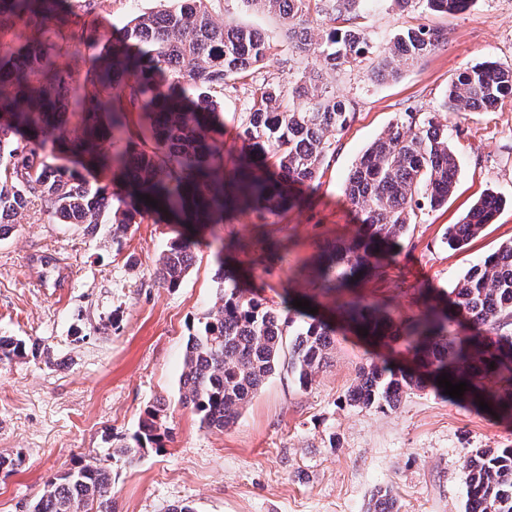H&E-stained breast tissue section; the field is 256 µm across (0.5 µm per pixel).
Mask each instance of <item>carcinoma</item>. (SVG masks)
<instances>
[{
    "mask_svg": "<svg viewBox=\"0 0 512 512\" xmlns=\"http://www.w3.org/2000/svg\"><path fill=\"white\" fill-rule=\"evenodd\" d=\"M208 0H175L172 8L142 13L101 48L85 31L99 17L102 0H81L80 12L62 0H0V219L28 204L65 224L100 226L109 214L112 244L121 247L127 228L159 211L216 228L251 214L264 226L293 207L291 186L315 184L331 148L330 137L348 126L354 106L338 99L321 81L358 61L367 38L358 22L360 0H246L277 17L288 40L313 60L298 81L286 87L254 78L272 46L254 29L231 21L215 23ZM441 14L463 11L470 0H420ZM330 22L314 41L308 18ZM30 23L43 28L34 44L22 40ZM11 34L14 47L5 49ZM447 42V34L426 25L409 27L391 40L378 64L379 75L396 64L426 57ZM64 55L67 66L57 65ZM251 80L247 117L239 139L259 147L263 157L224 144L216 116L224 93ZM512 94V67L484 63L463 69L451 81L446 112L490 111ZM27 135L28 148L16 145ZM112 173L132 206L91 188L71 164ZM458 159L448 126L436 113L413 107L400 113L356 160L344 196L364 216L362 232L349 244H333L311 268L319 289L352 293L378 274L388 246L403 237L424 208L446 203L455 191ZM157 202L152 206L142 199ZM502 200L488 194L455 224L444 240L460 249L495 220ZM291 236L266 238L267 251L251 259L267 269L268 254L288 250ZM196 240L179 235L162 254L157 276L176 288L188 274ZM215 283L221 305L186 342L180 375L181 402L208 429L234 423L240 409L261 393L282 354L300 387L326 365L335 322L312 320L290 330L302 311L288 305L282 315L261 295L242 286L217 260ZM450 308L472 323L461 336L449 331L448 311L432 298L410 317L396 316L391 304L353 297L336 308V322L373 341L397 338L412 355L405 368L377 358L361 368L349 390L362 408H396L415 390L444 392L438 377L467 383L460 400L492 409L512 420V242L473 265L450 292ZM292 336L288 343L284 336ZM26 352V344L0 336V363ZM170 428L166 406H151L132 442L121 453L135 458L164 447ZM469 512H512V446L474 448L466 461ZM26 512H112L111 479L103 467L75 465L54 476Z\"/></svg>",
    "mask_w": 512,
    "mask_h": 512,
    "instance_id": "carcinoma-1",
    "label": "carcinoma"
}]
</instances>
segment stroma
<instances>
[{"label": "stroma", "mask_w": 512, "mask_h": 512, "mask_svg": "<svg viewBox=\"0 0 512 512\" xmlns=\"http://www.w3.org/2000/svg\"><path fill=\"white\" fill-rule=\"evenodd\" d=\"M167 6L104 0L85 36L103 44L132 16ZM208 9L216 22L256 29L271 44L258 77L288 84L301 75L306 60L277 18L247 0H210ZM357 12L366 58L324 75L332 92L355 102L356 113L333 138L317 185L301 188L303 203L269 225L294 245L252 284L279 309L285 292L311 291L304 266L324 243L361 230L343 195L349 170L414 105L447 124L460 163L457 186L447 206L419 214L382 274L358 290L412 315L421 291L450 292L473 264L512 240V95L491 112L440 109L460 69L485 61L512 67V0H472L448 16L361 0ZM418 24L445 29L447 44L402 66L396 78L377 79L394 35ZM488 192L504 199L495 222L466 247H448L447 225ZM178 231L164 222L133 224L116 249L106 228L55 224L30 205L0 237V336L38 348L0 364V457L20 461L13 472L0 471V512H26L49 477L79 462L108 468L114 512H169L185 503L195 512H367L387 489L397 512H467V456L512 444V421L489 420L430 390L384 413L354 406L348 391L372 348L349 332L336 334L328 366L308 387L277 369L233 425L202 428L179 401L185 342L219 302L215 235L251 238L255 224L243 214L218 234L199 231L194 265L169 288L154 272ZM159 401L172 429L165 448L131 462L115 455Z\"/></svg>", "instance_id": "1"}]
</instances>
